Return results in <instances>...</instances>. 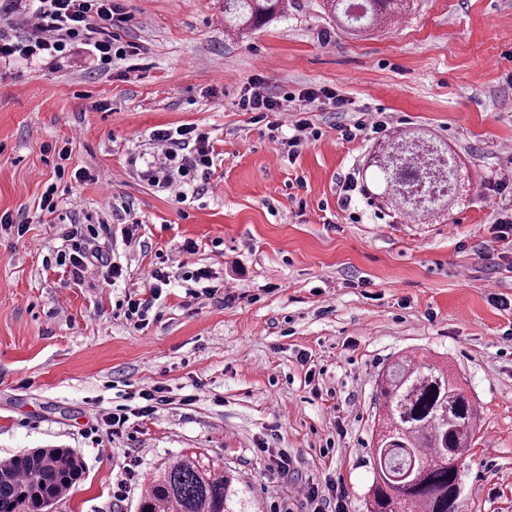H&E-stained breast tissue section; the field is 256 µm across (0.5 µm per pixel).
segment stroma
Listing matches in <instances>:
<instances>
[{
	"label": "stroma",
	"mask_w": 512,
	"mask_h": 512,
	"mask_svg": "<svg viewBox=\"0 0 512 512\" xmlns=\"http://www.w3.org/2000/svg\"><path fill=\"white\" fill-rule=\"evenodd\" d=\"M288 3L286 17L240 35L224 29V0H122L123 36L140 52L110 71L82 47L0 70V213L29 226L21 238L0 230V460L76 451L83 477L53 512H136L148 475L191 450L242 474L260 512L290 482L328 480L348 512H365L375 380L403 352L447 362L477 407L462 512H512V245L492 234L498 214L512 213V0H412L365 39L338 32L321 0ZM257 80L274 96L327 86L346 109L313 104L321 136L291 163L281 155L291 129L238 107ZM364 112L447 141L465 164V204L423 219L359 195L343 210L340 176L364 169L383 140L342 139L339 125ZM182 124L209 131L223 156L187 204L127 166L153 130ZM67 141L70 167L101 182L56 181ZM491 181L505 190H486ZM53 183L59 213L40 214ZM111 201L131 207L134 243L123 244ZM89 224L123 265L114 287L74 281L57 263ZM162 256L211 270L229 299L172 278L136 331L117 305L149 297ZM156 385L169 404L129 435L98 430L103 414L138 406ZM263 442L291 455L292 478L256 455ZM133 459L129 493L115 502Z\"/></svg>",
	"instance_id": "obj_1"
}]
</instances>
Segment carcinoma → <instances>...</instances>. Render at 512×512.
I'll return each instance as SVG.
<instances>
[{
  "mask_svg": "<svg viewBox=\"0 0 512 512\" xmlns=\"http://www.w3.org/2000/svg\"><path fill=\"white\" fill-rule=\"evenodd\" d=\"M343 31L367 33L410 8V0H323ZM288 12V0H224L227 31L256 30ZM367 170L377 196L408 215L438 214L457 201L459 167L448 144L421 130L388 138ZM371 436L373 482L366 512H455L461 465L478 436V413L443 365L401 355L378 375ZM69 448H37L0 461V512H46L81 478ZM251 488L203 453L170 457L138 512H251Z\"/></svg>",
  "mask_w": 512,
  "mask_h": 512,
  "instance_id": "1",
  "label": "carcinoma"
}]
</instances>
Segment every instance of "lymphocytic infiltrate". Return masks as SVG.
Segmentation results:
<instances>
[{
    "label": "lymphocytic infiltrate",
    "mask_w": 512,
    "mask_h": 512,
    "mask_svg": "<svg viewBox=\"0 0 512 512\" xmlns=\"http://www.w3.org/2000/svg\"><path fill=\"white\" fill-rule=\"evenodd\" d=\"M127 21L120 0H0V66L20 60L46 64L63 58L72 45L80 43L89 47L101 70L110 71L116 61L136 51L135 45L122 37ZM297 100L301 101V108L291 109V102ZM315 101L337 110L346 106L345 99L326 86L276 98L265 93L258 82L241 96L238 106L241 111L255 113L257 120H269L274 130L283 127L284 112H292L293 134L284 146L288 157L293 158L299 146L317 134L307 110L308 104ZM152 139L158 152L142 170L143 179L179 204L202 194L217 171L219 159L209 133L183 124L154 130ZM98 236V228L88 226L84 239L73 244L70 252L61 254L59 263L69 268L75 281L96 271L105 284L112 286L122 277L123 267L93 249ZM149 279L150 298L129 294L119 305L125 319L138 330L147 327L152 301L159 299L163 286L170 283L169 273L161 267L151 270ZM138 397L139 406L106 414L104 423L112 435L123 434L131 418L150 416L167 402L159 386L141 390Z\"/></svg>",
    "instance_id": "1"
}]
</instances>
